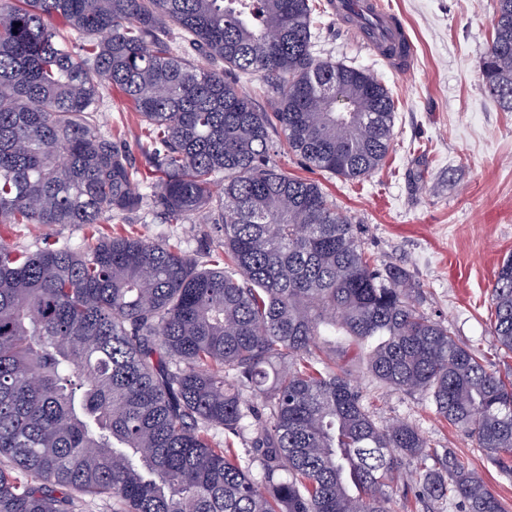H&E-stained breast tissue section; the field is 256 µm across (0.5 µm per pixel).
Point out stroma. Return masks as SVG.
<instances>
[{"label": "stroma", "mask_w": 512, "mask_h": 512, "mask_svg": "<svg viewBox=\"0 0 512 512\" xmlns=\"http://www.w3.org/2000/svg\"><path fill=\"white\" fill-rule=\"evenodd\" d=\"M413 44L408 71L369 50L356 29L333 10L318 15L317 58L376 74L396 106L395 140L385 164L356 181L310 171L272 133L273 162L285 173L318 181L358 227L370 260L406 268L424 290L421 307L448 324L458 340L479 350L488 370L512 373L491 332V288L512 255V112L479 88L480 61L491 39L495 0H383ZM103 130L119 134L137 168H145L144 134L119 93L101 99ZM134 231L206 259L220 236L212 224H166L160 215L128 219ZM84 224H0V238L18 249H80ZM376 417L420 426L438 448L454 450L465 466L512 504V473L491 466L461 431L440 421L418 394L382 385L356 368Z\"/></svg>", "instance_id": "35a3bbf8"}]
</instances>
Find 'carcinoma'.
I'll list each match as a JSON object with an SVG mask.
<instances>
[{"label":"carcinoma","mask_w":512,"mask_h":512,"mask_svg":"<svg viewBox=\"0 0 512 512\" xmlns=\"http://www.w3.org/2000/svg\"><path fill=\"white\" fill-rule=\"evenodd\" d=\"M318 0H0V224H106L153 204L224 230L208 263L134 231L83 251L0 240V512H508L419 426L381 424L336 360L425 397L512 471V375L370 261L319 183L364 178L394 139L374 73L311 51ZM482 85L512 112V0H496ZM254 76L260 110L239 86ZM117 90L145 129L151 201L112 132ZM512 353V256L491 289Z\"/></svg>","instance_id":"cac0c4a2"}]
</instances>
